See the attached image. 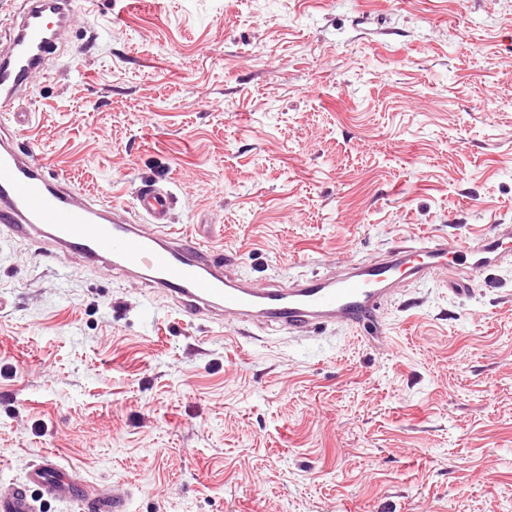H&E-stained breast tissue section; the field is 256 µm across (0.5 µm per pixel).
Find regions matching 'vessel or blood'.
<instances>
[{
    "instance_id": "b4317fda",
    "label": "vessel or blood",
    "mask_w": 512,
    "mask_h": 512,
    "mask_svg": "<svg viewBox=\"0 0 512 512\" xmlns=\"http://www.w3.org/2000/svg\"><path fill=\"white\" fill-rule=\"evenodd\" d=\"M73 0H31L0 56V110L11 113L14 126H25L28 112L14 108L33 72L72 25ZM170 195L142 185L136 213L109 212L94 200L74 199L65 182L46 174L31 152L0 143V225L20 238H39L53 250L86 261L131 271L147 287L173 300L190 317L221 312L225 317L265 322L299 333L329 323L352 329L386 328L378 321L381 304L398 280L419 279L449 269L451 261L473 268L489 267L512 255V225H496L492 234L466 244L428 236L402 245L386 257L343 263L332 274L315 275L282 288L253 287L239 279L215 249L188 242L169 231ZM82 503L88 512H129L130 498L118 493L93 494L80 474L43 455L25 482L0 492V512H34L29 486Z\"/></svg>"
}]
</instances>
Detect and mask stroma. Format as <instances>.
<instances>
[{"mask_svg": "<svg viewBox=\"0 0 512 512\" xmlns=\"http://www.w3.org/2000/svg\"><path fill=\"white\" fill-rule=\"evenodd\" d=\"M19 102L45 171L254 284L512 225V0H75ZM392 342L184 319L0 228V487L42 453L131 512H512V260L408 279Z\"/></svg>", "mask_w": 512, "mask_h": 512, "instance_id": "1", "label": "stroma"}]
</instances>
